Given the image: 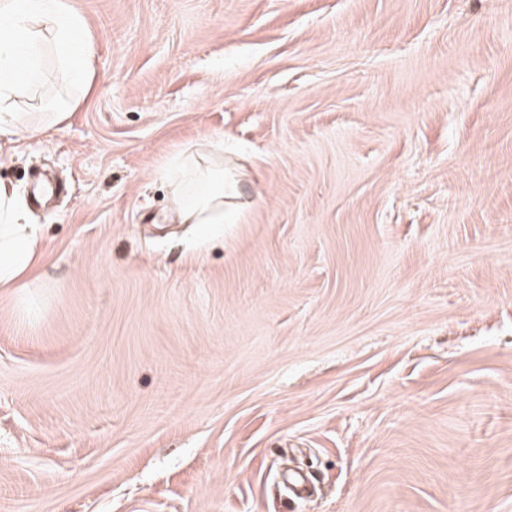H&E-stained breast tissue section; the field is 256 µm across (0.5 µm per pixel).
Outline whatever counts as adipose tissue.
<instances>
[{"mask_svg": "<svg viewBox=\"0 0 512 512\" xmlns=\"http://www.w3.org/2000/svg\"><path fill=\"white\" fill-rule=\"evenodd\" d=\"M84 27L67 0H0V138L35 139L67 120L72 109L67 102L37 115L28 110L30 95L43 79L47 51H54L67 81L88 94L95 51L81 35ZM170 175L189 186L174 194L182 224L223 223L226 199L241 194L219 146L175 159ZM39 242L37 226L25 223L13 192L0 184V290L22 287L38 264Z\"/></svg>", "mask_w": 512, "mask_h": 512, "instance_id": "ef3b65f1", "label": "adipose tissue"}]
</instances>
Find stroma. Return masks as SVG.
I'll list each match as a JSON object with an SVG mask.
<instances>
[{
  "mask_svg": "<svg viewBox=\"0 0 512 512\" xmlns=\"http://www.w3.org/2000/svg\"><path fill=\"white\" fill-rule=\"evenodd\" d=\"M69 4L90 93L0 140V512H512V0ZM170 177L179 224H224L225 198L242 197L234 169L224 165V145L190 159L175 158ZM182 182L190 186L185 194ZM40 235L24 223L13 192L0 184V290L21 288L38 264Z\"/></svg>",
  "mask_w": 512,
  "mask_h": 512,
  "instance_id": "1",
  "label": "stroma"
}]
</instances>
